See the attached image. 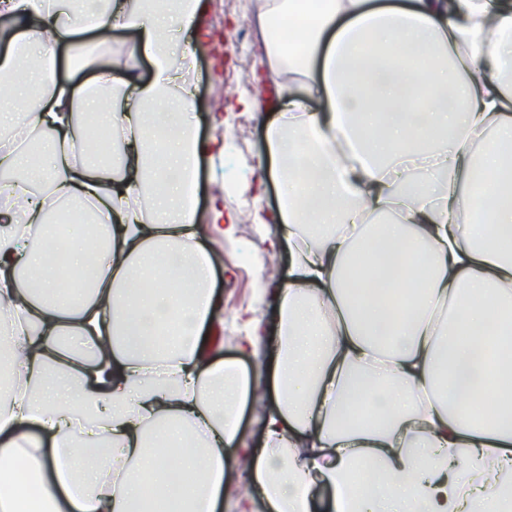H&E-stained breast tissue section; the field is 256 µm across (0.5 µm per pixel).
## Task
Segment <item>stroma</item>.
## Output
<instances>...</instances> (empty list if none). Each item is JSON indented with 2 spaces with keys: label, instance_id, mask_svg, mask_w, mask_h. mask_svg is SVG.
Masks as SVG:
<instances>
[{
  "label": "stroma",
  "instance_id": "obj_1",
  "mask_svg": "<svg viewBox=\"0 0 512 512\" xmlns=\"http://www.w3.org/2000/svg\"><path fill=\"white\" fill-rule=\"evenodd\" d=\"M250 9V0H206L202 28L207 49L187 77L207 150L200 175L199 219L208 223V204L214 197L223 198L225 209L238 216L233 239L208 242L221 263L214 288L224 318L219 330L225 340L214 356L240 359L249 371L255 369L257 360L241 357L239 343L253 318L264 319L268 330H275L277 313L261 288L269 280L285 276L288 269L287 250H268L264 237L270 226L253 222L256 208L273 209L278 203L275 186L264 180L258 167L265 123L254 113L225 109L231 98L245 90H257L270 100L276 97L275 85L260 78L264 44L247 19ZM244 253L251 254V262H241Z\"/></svg>",
  "mask_w": 512,
  "mask_h": 512
}]
</instances>
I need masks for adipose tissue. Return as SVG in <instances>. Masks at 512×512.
I'll return each instance as SVG.
<instances>
[{"instance_id": "ef3b65f1", "label": "adipose tissue", "mask_w": 512, "mask_h": 512, "mask_svg": "<svg viewBox=\"0 0 512 512\" xmlns=\"http://www.w3.org/2000/svg\"><path fill=\"white\" fill-rule=\"evenodd\" d=\"M257 3L278 96L233 105L265 115L260 165L280 203L255 220L278 225L270 247L287 243L290 261L269 290L278 339L251 373L205 354L222 310L197 226L193 94L179 81L204 42L205 0H0V86L37 98L0 109V173H13L0 177V512H152L148 483L169 512H223L233 457L252 486L233 512H320L317 484L330 512H512V402L496 385L512 372L500 245L512 236V6ZM118 29L137 33L127 59L101 70L73 44L94 75L58 79L61 43ZM24 56L34 68L19 69ZM100 89L118 167L77 155ZM21 129L35 149L13 148ZM63 201L76 230L49 223ZM56 257L86 288H60ZM260 387L273 396L264 443L244 448ZM354 399L367 421L348 417ZM114 465L124 474L111 483Z\"/></svg>"}]
</instances>
